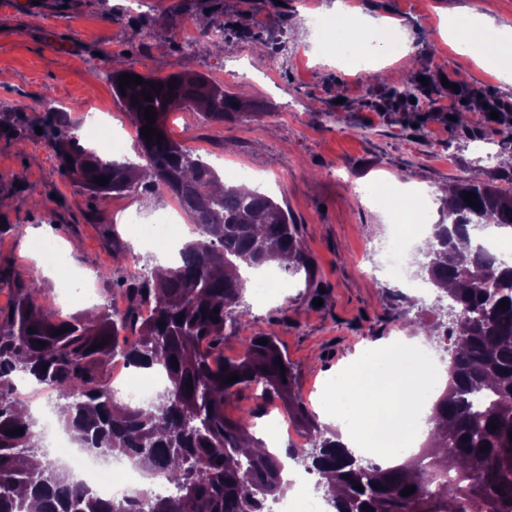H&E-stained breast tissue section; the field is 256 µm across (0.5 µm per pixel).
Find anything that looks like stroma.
Masks as SVG:
<instances>
[{"mask_svg": "<svg viewBox=\"0 0 512 512\" xmlns=\"http://www.w3.org/2000/svg\"><path fill=\"white\" fill-rule=\"evenodd\" d=\"M335 0H45L42 14L0 0V263L27 275L33 263L25 241L46 235L67 244L73 266L99 279L91 303H71L62 278H46L47 305L61 316L105 300L125 302L119 283L126 261L110 244L118 236L127 254L147 257L142 224L164 212L165 194L133 191L90 196L64 178L51 144L36 128L52 99L72 132L90 115L108 111L116 132L132 121L112 92L98 54L107 50L126 66L158 76L178 62L239 95L241 111L211 125L184 108L170 113L169 136L202 155L225 184L232 170L248 171L256 188L272 196L297 228L312 262L310 272H281L276 299L256 303L238 328L227 331L224 355H239L249 336L276 337L294 368L296 387L318 409L328 379L367 347L413 338L399 315L434 322L435 294L419 297L391 281L371 277V249L389 236L388 213L364 204L351 184L407 182L440 191L476 174L512 190V165L503 163V134L512 130V86L477 68L441 39L439 13L480 9L512 25V0H365L372 16L404 19L415 65H395L377 78L348 75L334 59H318L311 34H300L301 8H332ZM223 28L224 35L192 46L182 29ZM238 78H229V71ZM426 78L431 103L390 105L387 92L404 78ZM466 79L471 94L495 102L498 122L465 112L452 84ZM466 120H451V112ZM110 280H101L102 270ZM322 306H315V299Z\"/></svg>", "mask_w": 512, "mask_h": 512, "instance_id": "obj_1", "label": "stroma"}]
</instances>
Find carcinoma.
<instances>
[{"mask_svg":"<svg viewBox=\"0 0 512 512\" xmlns=\"http://www.w3.org/2000/svg\"><path fill=\"white\" fill-rule=\"evenodd\" d=\"M124 72L114 66L108 74L116 97L138 129L146 125L144 108L153 106V127L163 135L150 143L138 136L141 162L102 159L67 130L60 112H46L42 136L54 143L62 175L88 193L121 194L141 185L164 189L183 201L200 238L184 244L177 266H154L145 279L130 283V306L121 315L103 304L92 318L56 319L40 302L39 281L16 276L13 314L0 312V512H27L28 498L38 503V512H271L270 503L286 495L288 483L279 455L246 451L249 442L266 447L252 432L251 419L262 416L261 408L238 418L224 415L226 400L253 385L257 398L279 400L308 434L309 447L288 448L286 456L320 476L317 486L332 512H456L460 499L474 501L475 512H512V266L481 245L466 253L456 248V239L482 226L511 232L512 192L463 178L442 200L448 222L432 225L437 246L425 252L418 278L456 287L437 295L435 323L404 317L414 332L451 341L448 386L428 418L431 443L420 452L427 468L412 458L389 467L363 461L295 393L293 368L274 337L260 345L251 336L237 358L224 359V333L247 315L245 281L229 270L240 262L259 268L284 257L295 272L309 269L286 210L257 190L215 191L214 168L166 132L167 116L177 108L222 124L238 111V100L193 71L143 74V83L125 88L123 96ZM173 77L178 83L171 89ZM151 83L163 85L153 101L131 100ZM417 91L407 78L390 96L414 98ZM100 176L108 184H96ZM464 192L476 193L474 205H467ZM144 299L155 305L148 320L137 313ZM445 299L454 308L451 316ZM503 299L509 301L506 310L499 306ZM61 328L66 332L58 333ZM99 342L105 346L89 351ZM115 357L162 366L165 384L148 406L112 398L108 365ZM235 373L240 380L226 382ZM13 376L54 389L58 420L83 451L122 455L150 471L161 468L170 493L146 492L110 504L82 490L42 450L37 418L23 411V401L7 385ZM18 428L24 434L7 435ZM485 444L486 452L480 450ZM411 487L413 493L401 495Z\"/></svg>","mask_w":512,"mask_h":512,"instance_id":"1","label":"carcinoma"}]
</instances>
